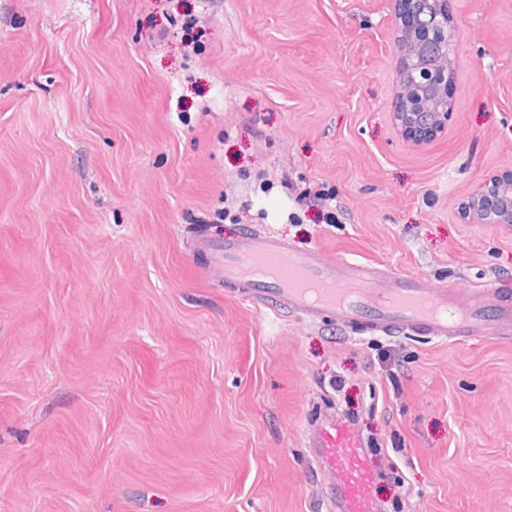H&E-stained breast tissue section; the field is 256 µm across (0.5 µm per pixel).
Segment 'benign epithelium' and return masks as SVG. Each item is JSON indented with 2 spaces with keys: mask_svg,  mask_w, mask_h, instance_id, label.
Returning a JSON list of instances; mask_svg holds the SVG:
<instances>
[{
  "mask_svg": "<svg viewBox=\"0 0 512 512\" xmlns=\"http://www.w3.org/2000/svg\"><path fill=\"white\" fill-rule=\"evenodd\" d=\"M394 11L403 19L393 47V60L404 84L399 86L393 125L415 145L434 141L448 127L451 101L448 85L454 82L455 67L448 64L425 65L416 56L415 47L427 42L446 52L456 47L457 31L449 13V0H427L428 9L420 10L421 0H392ZM436 91L439 107L422 111V93ZM461 215L469 224H512V182L490 176L480 182L461 203Z\"/></svg>",
  "mask_w": 512,
  "mask_h": 512,
  "instance_id": "1",
  "label": "benign epithelium"
}]
</instances>
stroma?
Instances as JSON below:
<instances>
[{"label": "stroma", "instance_id": "1", "mask_svg": "<svg viewBox=\"0 0 512 512\" xmlns=\"http://www.w3.org/2000/svg\"><path fill=\"white\" fill-rule=\"evenodd\" d=\"M452 112L392 125L391 0H0V512H330L348 410L386 512H512V331L273 315L199 240L512 281V0H450ZM461 215L468 224H512L511 183L494 176L480 182L461 203Z\"/></svg>", "mask_w": 512, "mask_h": 512}]
</instances>
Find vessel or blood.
I'll return each mask as SVG.
<instances>
[{"label": "vessel or blood", "mask_w": 512, "mask_h": 512, "mask_svg": "<svg viewBox=\"0 0 512 512\" xmlns=\"http://www.w3.org/2000/svg\"><path fill=\"white\" fill-rule=\"evenodd\" d=\"M224 281L268 310L338 324L362 323L391 334L422 333L440 341L485 334V320L512 328V300L481 288L459 295L421 280L372 270L315 249L298 252L271 230L249 228L214 251ZM323 495L337 512H379L376 472L356 424L325 416L309 434Z\"/></svg>", "instance_id": "1"}]
</instances>
